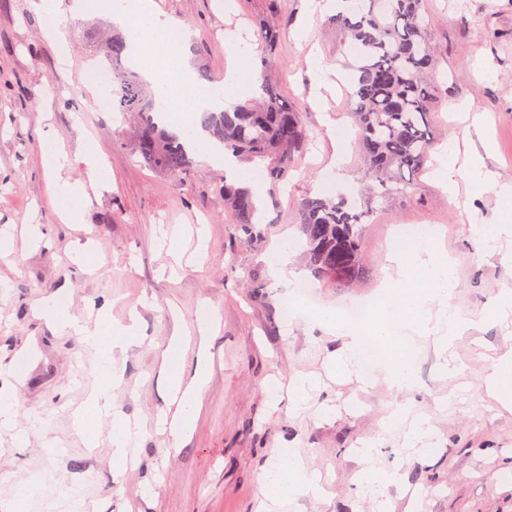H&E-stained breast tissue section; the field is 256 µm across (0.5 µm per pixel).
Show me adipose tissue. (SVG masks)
I'll return each mask as SVG.
<instances>
[{"mask_svg": "<svg viewBox=\"0 0 512 512\" xmlns=\"http://www.w3.org/2000/svg\"><path fill=\"white\" fill-rule=\"evenodd\" d=\"M35 11L43 20V32L47 38L58 44H66V22L68 12L82 13L86 10L85 0H72L69 10H62L59 0H37ZM83 161L87 167L88 182L61 180L57 183L55 204L58 212L70 221H77L89 198L88 186L107 187L111 176L100 161L95 148H88ZM40 316L47 323L60 329L81 336L84 343L96 347L101 341H108L109 347L100 365V372L111 382H120L125 373V364L120 360L129 337L134 336V325H120L109 319H101L96 323H88L78 319L67 308L55 300H45L39 309ZM180 342H171L166 352V359L172 364L173 370L168 374V384L173 396L178 397L181 412L179 418L171 424L173 434L185 432L193 418L195 408L200 402L202 391L206 385L207 371L198 367L195 379L190 385H183L182 373L177 365L181 360ZM276 464L267 468L264 473L262 496L264 500L282 506L292 503L297 492L305 489L320 491L321 486L315 477L306 474L302 461L295 449L278 448L274 451Z\"/></svg>", "mask_w": 512, "mask_h": 512, "instance_id": "1", "label": "adipose tissue"}]
</instances>
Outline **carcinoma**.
Masks as SVG:
<instances>
[{"instance_id":"1","label":"carcinoma","mask_w":512,"mask_h":512,"mask_svg":"<svg viewBox=\"0 0 512 512\" xmlns=\"http://www.w3.org/2000/svg\"><path fill=\"white\" fill-rule=\"evenodd\" d=\"M331 24L342 43L357 47L350 99L362 145L365 189L356 197L318 193L304 198L296 226L313 275L349 288L364 273L365 224L375 206L417 198L416 175L433 146L430 116L438 95L429 80L435 58L426 42L423 0H354V14H337ZM260 33L267 55H274L278 26L265 21ZM127 49V38L114 31L98 61L112 72V110L133 119L134 151L144 164L175 177L185 175L193 159L180 137L162 126L155 92L124 66ZM257 82L259 97L253 102L207 110L200 124L224 152L265 169L273 199L297 169L309 134L266 69ZM224 210L247 233V241L258 240L253 226L262 223V213L250 188L224 182Z\"/></svg>"}]
</instances>
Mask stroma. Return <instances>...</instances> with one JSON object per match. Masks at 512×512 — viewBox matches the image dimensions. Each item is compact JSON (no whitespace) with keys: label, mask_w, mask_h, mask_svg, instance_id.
<instances>
[{"label":"stroma","mask_w":512,"mask_h":512,"mask_svg":"<svg viewBox=\"0 0 512 512\" xmlns=\"http://www.w3.org/2000/svg\"><path fill=\"white\" fill-rule=\"evenodd\" d=\"M156 2L192 30V68L216 79L229 62L228 35L258 43L260 21L278 15L283 32L270 76L311 140L277 202H264L258 242L247 243L224 213L223 167L195 158L184 183L145 167L124 117L98 108V91L83 79V33L110 25L109 17H73L63 52L45 39L31 0H0V233L12 240L11 254L0 258V396L15 404L10 426L0 427V512H66L58 503L65 487L104 512H266L260 479L275 448L297 449L325 490L296 495L292 512H512V408L485 386L493 357L512 349V316L493 312L500 291L512 289V240L492 253L480 235L512 224L494 189L512 183V0H424L442 103L431 116L434 147L421 196L378 205L356 287L311 282L322 309L371 298L382 287L391 225L436 229V247L456 263L451 304L477 324L451 348L453 373L441 369L432 345L420 347L411 391L330 374L342 339L308 313L285 314L291 290L274 283L262 259L280 236L295 233L304 197L326 182L343 190L362 178L358 136L340 150L328 131L333 122L352 124L350 85L323 93L313 78L318 65L345 68L352 48L340 46L325 17L299 37L305 0ZM461 107L487 120L484 163L495 182L452 202L433 178L443 154L453 144L482 148L459 118ZM48 130L69 156L66 178L86 179L90 144L112 172L111 189L76 224L63 223L53 207L56 182L43 165ZM30 224L41 236L27 233ZM84 249L98 256L94 271L78 260ZM50 298L87 321L102 312L135 320L112 404L140 426L137 464L113 460L111 419L76 423L102 384L99 354L39 317ZM205 316L213 328L203 333ZM173 340L186 344L185 378L199 363L209 369L200 407L177 439L160 425L178 412L165 375ZM297 373L322 384L295 411L270 386ZM396 404L432 419V433L416 446L384 424ZM370 465L397 472L399 482L385 495L366 494L361 475ZM21 484L35 492L19 503Z\"/></svg>","instance_id":"stroma-1"}]
</instances>
